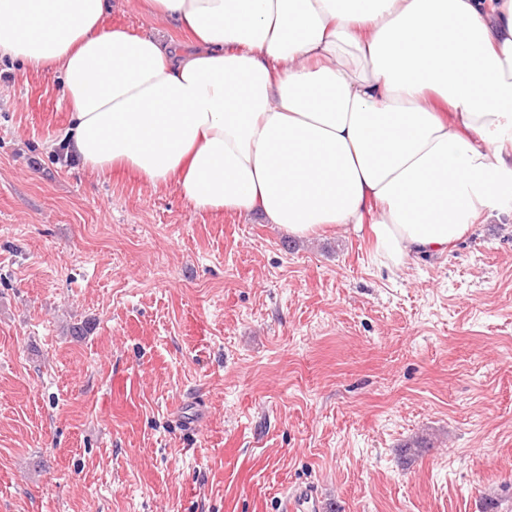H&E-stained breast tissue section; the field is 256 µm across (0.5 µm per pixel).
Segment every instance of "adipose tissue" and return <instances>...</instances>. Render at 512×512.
<instances>
[{"instance_id":"adipose-tissue-1","label":"adipose tissue","mask_w":512,"mask_h":512,"mask_svg":"<svg viewBox=\"0 0 512 512\" xmlns=\"http://www.w3.org/2000/svg\"><path fill=\"white\" fill-rule=\"evenodd\" d=\"M0 0V58L58 76L67 148L289 235L369 225L389 270L512 206V0ZM110 3L111 9L102 20L103 28L123 26L138 34H158L175 40L186 37L174 22L142 13L135 0H112Z\"/></svg>"}]
</instances>
